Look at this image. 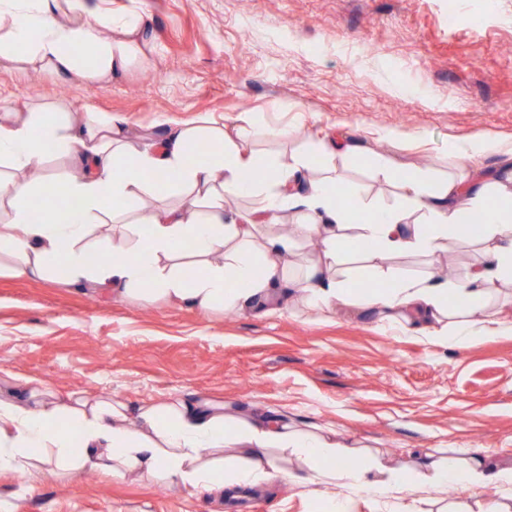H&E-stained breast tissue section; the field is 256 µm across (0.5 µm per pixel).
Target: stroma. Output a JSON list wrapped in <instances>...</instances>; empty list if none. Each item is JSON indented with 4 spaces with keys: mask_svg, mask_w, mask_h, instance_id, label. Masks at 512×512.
<instances>
[{
    "mask_svg": "<svg viewBox=\"0 0 512 512\" xmlns=\"http://www.w3.org/2000/svg\"><path fill=\"white\" fill-rule=\"evenodd\" d=\"M149 15L153 50L108 85L0 62V107L28 102L126 118L146 147L176 125L247 127V150L284 160L339 138L335 160L367 200L390 202L374 159L445 172L457 145L512 147V0H89ZM281 314L202 312L154 296L86 294L0 269V390L133 404L174 396L278 412L388 460L486 449L512 463V331L433 346L351 308L314 312L284 288ZM320 486L170 490L90 471L0 473V512H317ZM349 512H403L421 492L372 499L337 481Z\"/></svg>",
    "mask_w": 512,
    "mask_h": 512,
    "instance_id": "35a3bbf8",
    "label": "stroma"
}]
</instances>
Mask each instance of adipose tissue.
Listing matches in <instances>:
<instances>
[{
	"label": "adipose tissue",
	"mask_w": 512,
	"mask_h": 512,
	"mask_svg": "<svg viewBox=\"0 0 512 512\" xmlns=\"http://www.w3.org/2000/svg\"><path fill=\"white\" fill-rule=\"evenodd\" d=\"M149 18L115 15L86 0H0V60L21 69L49 68L98 84L150 49ZM82 53H72V46ZM244 128L228 131L207 121L171 129L151 149L130 147L126 121L113 115L83 121L62 107L22 104L0 112V261L21 277L63 279L85 291L162 296L206 312L215 305L278 312L277 287L289 283L314 311L355 306L403 333L456 349L502 331L494 298L512 284V149L481 139L457 147L454 171L438 177L400 169L388 158L376 167L399 189L393 203L367 200L343 183L331 158L352 155L355 144L329 150L319 175L307 177V156L261 158L243 146ZM211 150L197 160L193 150ZM497 152L507 163L488 177L472 168L475 155ZM69 158L73 176L36 182L30 172L47 158ZM177 172L179 201L151 205L159 172ZM344 188L352 208L335 203ZM62 193V212L36 207L47 190ZM254 198L244 223H226V198ZM289 220L294 231L274 233ZM481 225V257L454 281L431 272L351 265L362 244L380 256L436 258L468 239V220ZM316 238L319 252L297 253ZM97 262H89L90 254ZM199 274L186 279L183 271ZM372 280L353 295L354 281ZM46 389L26 384L0 393V472H29L50 464L72 478L96 470L115 478L138 476L169 489L260 486L282 480L326 484L343 478L356 491L388 498L411 488L451 485L486 490L478 512H512L500 488L512 486V465L486 450L420 458L397 468L381 456L351 466L349 440L298 429L282 414L229 412L206 400L177 397L130 405L100 397L44 401ZM68 430H61V422ZM233 455H226V448ZM294 459L292 471L283 462Z\"/></svg>",
	"instance_id": "1"
}]
</instances>
